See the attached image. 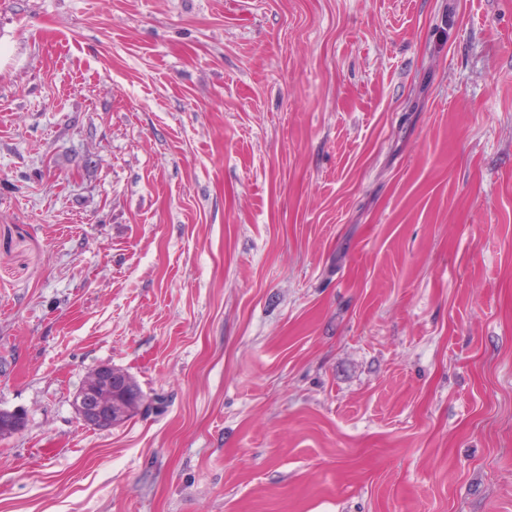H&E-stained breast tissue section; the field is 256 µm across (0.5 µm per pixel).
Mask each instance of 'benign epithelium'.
<instances>
[{"label": "benign epithelium", "mask_w": 512, "mask_h": 512, "mask_svg": "<svg viewBox=\"0 0 512 512\" xmlns=\"http://www.w3.org/2000/svg\"><path fill=\"white\" fill-rule=\"evenodd\" d=\"M78 418L98 430L110 429L141 412L146 401L127 372L103 365L95 369L74 398ZM24 423L18 411L0 410V436L19 431Z\"/></svg>", "instance_id": "obj_1"}]
</instances>
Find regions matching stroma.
Instances as JSON below:
<instances>
[{
	"mask_svg": "<svg viewBox=\"0 0 512 512\" xmlns=\"http://www.w3.org/2000/svg\"><path fill=\"white\" fill-rule=\"evenodd\" d=\"M0 409V512H512V0H0ZM73 405L86 426L106 430L140 413L146 401L135 387L132 376L124 370L103 365L90 374Z\"/></svg>",
	"mask_w": 512,
	"mask_h": 512,
	"instance_id": "stroma-1",
	"label": "stroma"
}]
</instances>
